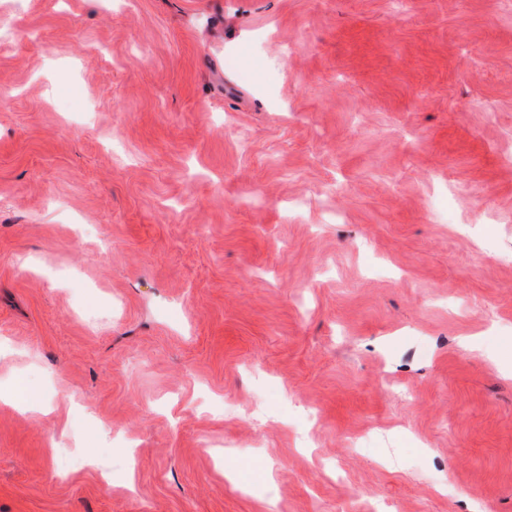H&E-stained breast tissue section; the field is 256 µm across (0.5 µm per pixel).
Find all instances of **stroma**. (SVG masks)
I'll list each match as a JSON object with an SVG mask.
<instances>
[{
	"mask_svg": "<svg viewBox=\"0 0 512 512\" xmlns=\"http://www.w3.org/2000/svg\"><path fill=\"white\" fill-rule=\"evenodd\" d=\"M0 89V512H512V0H0Z\"/></svg>",
	"mask_w": 512,
	"mask_h": 512,
	"instance_id": "obj_1",
	"label": "stroma"
}]
</instances>
